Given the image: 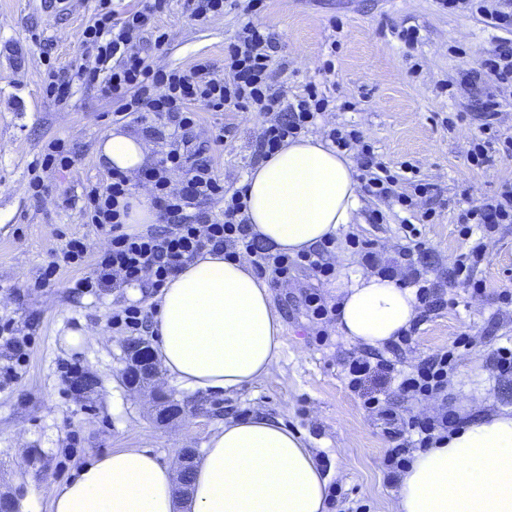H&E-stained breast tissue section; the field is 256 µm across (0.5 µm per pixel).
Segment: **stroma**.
I'll list each match as a JSON object with an SVG mask.
<instances>
[{
  "mask_svg": "<svg viewBox=\"0 0 512 512\" xmlns=\"http://www.w3.org/2000/svg\"><path fill=\"white\" fill-rule=\"evenodd\" d=\"M95 5L96 0H56L52 6L46 0H0V317L32 331L18 379L0 388V496L15 499L18 512H52L51 486L100 455L147 448L172 467L182 449L203 451L224 424L263 414L304 436L331 485L370 512H391L396 490L383 479L388 442L348 389L343 370L362 345L343 336L336 323L310 319L300 298L315 290L335 301L338 284L363 270L348 236L393 256L405 242L399 206L386 210L383 223H373L379 203L360 192L355 223L342 227L336 238L333 277L319 281L299 270L287 286L272 289L283 323L279 358L268 375L230 393L186 390L162 377L152 387L130 388V346L113 328L112 311L134 301L146 305L147 297H133L128 288L76 294L68 287V271L55 287H35L62 235H86L95 252L105 245L82 224L77 201L85 183L106 176L95 146L113 126L114 105L90 85H77L64 106L43 88L46 64L67 72L88 64L79 34L92 23ZM251 21L266 25L281 45L279 59L288 68L274 70L275 83H287L289 92L297 93L310 79L323 81L331 104L312 135L354 127L391 173L411 166L416 179L431 184L420 203L436 213L434 223L422 227L430 247L427 275L447 287L449 266L469 245L459 234L461 209L512 183V159L497 154L478 168L467 158L479 133L471 115L495 95L493 84L466 93L458 88L497 30L443 12L436 0H265L261 13L229 9L204 21L192 16L186 0H173L161 19L168 33L165 50L149 40L143 50L157 66L187 68L205 58L220 70L225 47ZM408 26L418 31L416 44L395 35ZM262 123L248 111L201 109L193 143L210 156L225 185L244 181L252 167L251 135ZM223 124L232 133L218 146L212 134ZM55 138L71 144L79 158L68 170L43 172L49 192L32 198L31 164ZM475 276L485 282V295H460L457 305L423 323L399 354L408 369L460 333L472 336L470 349L458 351L448 384L453 409L467 419L482 409L512 407V376H497L489 368L492 349L512 343V306L498 299L503 289L512 290V224L498 226ZM82 329L98 332L99 341L68 345L67 334ZM323 332L329 339L322 344ZM70 365L92 373L91 391L78 396L63 384L61 374ZM161 394L181 405L178 418L157 419Z\"/></svg>",
  "mask_w": 512,
  "mask_h": 512,
  "instance_id": "obj_1",
  "label": "stroma"
}]
</instances>
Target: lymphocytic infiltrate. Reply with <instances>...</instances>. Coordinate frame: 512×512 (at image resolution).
Listing matches in <instances>:
<instances>
[{
	"label": "lymphocytic infiltrate",
	"mask_w": 512,
	"mask_h": 512,
	"mask_svg": "<svg viewBox=\"0 0 512 512\" xmlns=\"http://www.w3.org/2000/svg\"><path fill=\"white\" fill-rule=\"evenodd\" d=\"M97 17L84 28L79 39L94 57L93 66L79 67L66 73L47 67L44 91L55 102H66L75 83L96 86L99 94L116 104L117 122L141 127L146 136L159 144V156L138 172L137 178L112 167L105 181L87 185L81 196L83 223L94 226L108 246L90 254L86 239L74 234L55 251L52 261L36 281L37 287L50 288L60 268H84L85 273L72 283L75 293H98L109 289L139 286L160 290L186 263L204 252L228 257L249 255L258 276L272 287H280L297 269H304L319 279L329 278L334 267L330 261L331 244L289 256L272 252L262 245L245 211V191L226 189L202 148L192 144V133L199 120L198 106L217 112L253 109L264 121L255 137L253 161H261L281 149L287 139L308 132L329 106L327 95L315 82H308L302 94L289 95L287 84H274L271 64L280 45L266 26L247 23L241 27L224 50V69L216 71L200 62L184 70L160 69L142 54L146 38H153L155 48H163L168 34L158 25L169 13L172 0H145L138 9L116 10L113 0H97ZM451 14H467L502 30L496 46L477 61L476 68L462 78L463 85L493 81L499 98L512 99V0H438ZM499 99L486 102L477 113L480 138L474 139L468 152L472 165L481 167L491 160L495 143H502V153L512 158V137L497 139L493 132ZM328 138L340 152H354L358 169L365 175L367 191L378 201L398 204L413 214L414 223L405 225L408 238L392 265L382 267L384 276L402 287L415 290L418 314L408 329L402 330L389 345V355L359 353L344 364L347 384L357 394L363 408L379 421L390 446L385 452L384 479L398 486L400 476L416 451L435 447L448 439L460 420L451 412L439 415H405L390 402L388 387H397L407 401L437 399L447 401L449 376L454 368L457 349L468 347V334L457 336L451 346L423 358L404 372L395 358L402 346L410 344L421 322L446 304L443 293L426 276L422 257L428 251L420 225L431 223L432 211H421L417 201L431 191L430 184L412 181L411 192L397 188V178L379 169L371 146L364 143L358 130L333 128ZM76 153L67 142H48L34 164L35 175L28 190L33 197H43L47 187L41 176L47 169L71 167ZM185 176L182 187H172L171 172ZM149 187L156 223L133 230L125 222L130 199L136 186ZM462 235H469L471 225L493 232L496 225L512 224V184L484 196L478 205L459 215ZM486 253L484 242H477L456 255L448 269V285L480 294L483 280L473 275ZM30 338L15 329L12 322L0 323V355L7 360L0 367V387L13 383L16 366L27 356Z\"/></svg>",
	"instance_id": "obj_1"
}]
</instances>
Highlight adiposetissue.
I'll use <instances>...</instances> for the list:
<instances>
[{
	"instance_id": "ef3b65f1",
	"label": "adipose tissue",
	"mask_w": 512,
	"mask_h": 512,
	"mask_svg": "<svg viewBox=\"0 0 512 512\" xmlns=\"http://www.w3.org/2000/svg\"><path fill=\"white\" fill-rule=\"evenodd\" d=\"M105 166L135 173L149 160L137 134L113 128L97 146ZM246 214L273 250L296 255L338 235L359 207L352 161L318 136L288 140L246 176ZM337 326L380 348L417 315L413 289L359 272L339 285ZM152 332L167 376L190 390L229 392L277 361L281 317L264 279L243 257L204 254L155 295ZM146 448H124L82 466L51 491L53 512H327L328 477L300 434L263 415L226 424L198 460L189 498ZM395 512H512V409L456 429L414 454Z\"/></svg>"
}]
</instances>
